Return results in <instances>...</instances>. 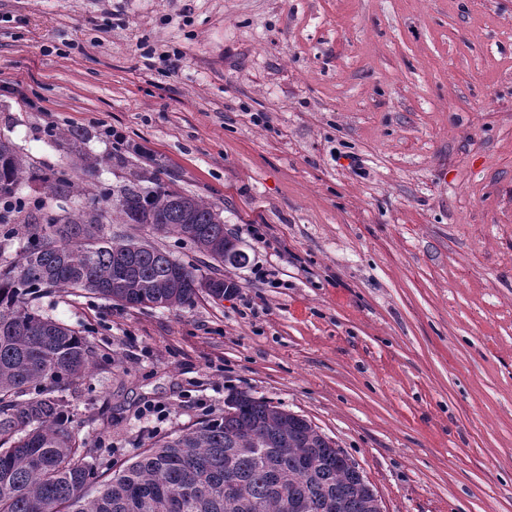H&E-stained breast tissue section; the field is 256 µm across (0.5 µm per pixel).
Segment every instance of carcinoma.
Wrapping results in <instances>:
<instances>
[{"instance_id":"1","label":"carcinoma","mask_w":512,"mask_h":512,"mask_svg":"<svg viewBox=\"0 0 512 512\" xmlns=\"http://www.w3.org/2000/svg\"><path fill=\"white\" fill-rule=\"evenodd\" d=\"M36 179L73 189L66 172L39 174L0 140V242L26 238L20 259L0 265V512H375L373 487L335 441L242 391L231 395L232 410L157 440L115 474L112 461L94 457L77 438L65 394L98 354L36 300L86 292L132 308L180 310L202 292L227 293L217 267L203 275L146 240L105 232L101 209L11 222L24 209L20 186ZM112 207L123 223L187 239L224 263V222L202 198L135 183ZM205 278L216 287H193ZM98 482V495L87 498Z\"/></svg>"}]
</instances>
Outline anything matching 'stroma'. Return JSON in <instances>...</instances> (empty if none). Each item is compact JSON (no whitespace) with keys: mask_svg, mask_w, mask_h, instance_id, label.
I'll list each match as a JSON object with an SVG mask.
<instances>
[{"mask_svg":"<svg viewBox=\"0 0 512 512\" xmlns=\"http://www.w3.org/2000/svg\"><path fill=\"white\" fill-rule=\"evenodd\" d=\"M0 139L81 188L26 182L27 209L140 174L249 257L178 311L42 299L104 356L71 406L86 447L130 463L246 391L384 512H512V0H0Z\"/></svg>","mask_w":512,"mask_h":512,"instance_id":"1","label":"stroma"}]
</instances>
